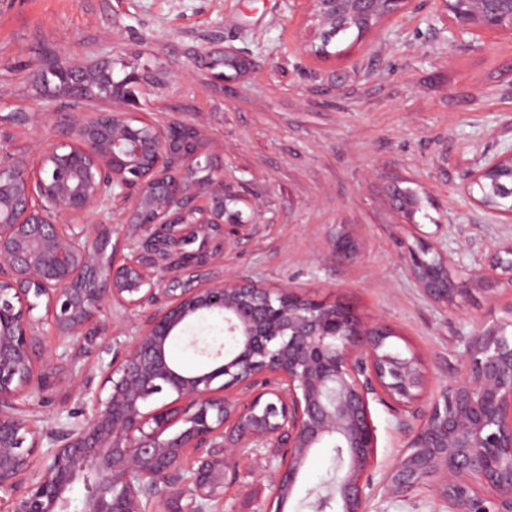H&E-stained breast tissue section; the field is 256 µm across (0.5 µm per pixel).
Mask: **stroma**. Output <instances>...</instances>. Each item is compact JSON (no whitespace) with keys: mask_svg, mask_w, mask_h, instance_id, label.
<instances>
[{"mask_svg":"<svg viewBox=\"0 0 512 512\" xmlns=\"http://www.w3.org/2000/svg\"><path fill=\"white\" fill-rule=\"evenodd\" d=\"M308 25L305 0H0V115L26 117L10 125L6 148L33 163L38 142L63 137L53 123L28 120L69 101L36 79L47 54L67 52L79 65L109 59L118 79L132 64L156 70L167 86L141 91L139 117L205 126L206 150L223 161L239 209L263 211L217 247L225 277L289 286L391 326L421 356L426 391L434 393L457 363L458 336L512 301V281L475 291L471 304L448 312L419 288L401 239L417 232L442 240L465 267L512 244V223L460 193L471 169L512 143V36L451 41L437 0H414L379 38L342 37L335 61L322 63L304 48ZM204 49L233 50L250 65L216 81L193 62ZM395 185L417 199L414 217L395 207ZM342 235L352 252L339 262ZM194 338L223 341L224 326L197 321L172 342L176 361L202 369L208 361L191 347ZM24 404L50 428L83 420L79 390L49 374ZM371 410L378 437L371 512H446L424 489L386 493L384 474L414 419L378 402ZM267 465L264 457L241 458L239 478L214 512H266L275 500L261 476ZM338 466L333 448L313 449L283 512H314Z\"/></svg>","mask_w":512,"mask_h":512,"instance_id":"stroma-1","label":"stroma"}]
</instances>
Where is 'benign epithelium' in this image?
Returning a JSON list of instances; mask_svg holds the SVG:
<instances>
[{
	"label": "benign epithelium",
	"instance_id": "1",
	"mask_svg": "<svg viewBox=\"0 0 512 512\" xmlns=\"http://www.w3.org/2000/svg\"><path fill=\"white\" fill-rule=\"evenodd\" d=\"M308 2L307 46L321 56L327 49L315 40L323 34L354 20L366 36L410 0ZM440 4L455 33L512 36V0ZM219 59L235 71L244 66L228 50L194 61L212 68ZM39 75L42 84L53 76L71 102L43 113L63 122L67 139L41 144L35 169L0 157V512H68L79 482L81 512H210L241 454L268 448L280 460L263 476L281 504L309 452L328 444L346 463L338 512H369L377 463L370 401L379 396L416 420L385 473L388 493L424 488L448 512H512V302L461 337L457 365L423 410V362L393 347L390 326L365 324L344 304L211 271L213 237L227 239L246 220L231 208L224 163L204 151L201 128L134 115V88L158 85V76L133 69L116 82L105 59L79 66L59 54ZM92 94L120 98L128 109L79 107ZM202 161L207 175L198 178ZM511 168L512 148L487 158L467 175L464 195L488 206L474 191ZM117 206L144 232L122 263L106 255L112 225L87 221ZM403 258L425 295L451 312L472 287L512 272V245L464 275L423 238ZM114 304L152 312L121 359L97 361L103 379L81 390L83 422L60 430L38 424L20 404L37 366L50 367L61 385L75 383L72 370L49 366L39 336L51 332L80 355L100 338L98 351H108L112 320L100 316ZM206 318L223 321L224 343L201 347L194 339L209 367L176 366L173 339ZM158 394L173 400L150 407Z\"/></svg>",
	"mask_w": 512,
	"mask_h": 512
}]
</instances>
